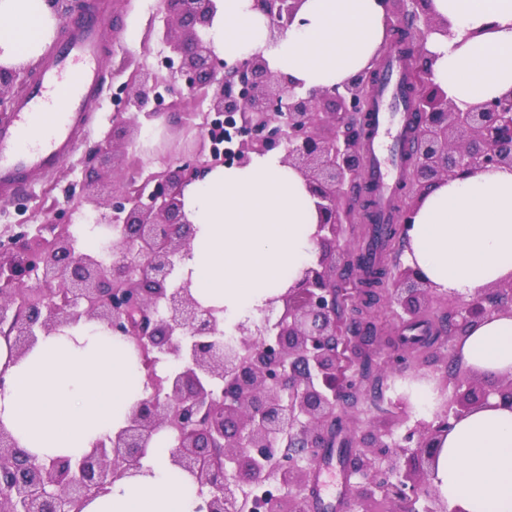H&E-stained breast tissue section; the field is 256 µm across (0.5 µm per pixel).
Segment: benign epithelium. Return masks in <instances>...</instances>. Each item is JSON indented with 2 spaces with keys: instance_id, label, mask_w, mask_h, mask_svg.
<instances>
[{
  "instance_id": "7a95c632",
  "label": "benign epithelium",
  "mask_w": 512,
  "mask_h": 512,
  "mask_svg": "<svg viewBox=\"0 0 512 512\" xmlns=\"http://www.w3.org/2000/svg\"><path fill=\"white\" fill-rule=\"evenodd\" d=\"M162 41L172 75L188 92L209 100L198 127L209 138L210 157L184 162L140 182L113 186L104 200L93 181L84 183L95 224L110 237L111 261L85 252L69 225L47 219L46 240L21 231L0 241V335L13 337L15 356L38 336L78 321L100 322L113 333L176 369L131 411L127 426L88 454L48 463L24 457L14 438L0 428V512H81L87 500L112 483L140 471L153 436L167 430L174 445L170 463L191 476L205 512H236V491L272 482L259 512H307L309 468L305 462L325 447L361 391L360 348L375 342L345 325L344 307L366 298L360 281L336 277V247L345 238L352 212L345 204L364 169L357 119L367 110L373 70L334 87L299 91L257 54L233 63L219 61L205 29L215 0H163ZM300 0H253L268 21L275 42L294 23ZM427 0H405L403 12L423 17L417 49L419 66L411 81L414 98L415 160L411 182L418 187L455 179L485 168H512V94L459 108L432 80L425 45L448 23L427 13ZM19 75L0 68V111L4 93ZM161 80L139 67L124 85L126 104L148 120L158 115ZM133 119L116 112L112 133L97 147L106 158L118 148L116 136ZM283 148L284 160L305 179L319 213V255L300 280L269 302L283 312L264 317L251 330L236 326L227 338L218 310L193 297L191 280L179 274L191 240L182 211L184 186L218 165L244 166L250 154ZM414 205L397 209L396 235L404 238ZM395 315L419 320L433 290L417 272L397 262L391 272ZM34 282L38 288L29 287ZM512 312V281L460 302L450 313L458 333L494 314ZM496 395L512 402V375L487 388L481 377L456 373L445 410L430 422L420 419L405 438L368 422L348 476L356 477L344 512H447L429 479L440 436L457 420ZM389 505V510L382 508Z\"/></svg>"
}]
</instances>
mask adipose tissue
<instances>
[{
    "label": "adipose tissue",
    "instance_id": "1",
    "mask_svg": "<svg viewBox=\"0 0 512 512\" xmlns=\"http://www.w3.org/2000/svg\"><path fill=\"white\" fill-rule=\"evenodd\" d=\"M206 30L217 54H262L303 88L340 85L371 68L386 39L381 0H302L276 44L252 0H215ZM447 20L432 35L436 84L459 107L512 93V0H429ZM60 21L47 0H0V66L39 61ZM183 210L194 237L181 263L203 306L236 325L301 277L318 254L319 215L302 175L282 154L253 155L190 182ZM404 259L437 292L472 297L512 279V170H478L433 184L418 201ZM459 366L481 376L512 373V313L469 327ZM0 427L30 457L79 458L127 424L150 393L125 341L95 321L40 336L21 357L0 337ZM167 430L154 437L143 472L117 480L82 512H198L197 488L171 465ZM430 478L448 512H512V408H479L453 421Z\"/></svg>",
    "mask_w": 512,
    "mask_h": 512
}]
</instances>
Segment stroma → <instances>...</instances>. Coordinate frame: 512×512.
<instances>
[{
  "label": "stroma",
  "instance_id": "35a3bbf8",
  "mask_svg": "<svg viewBox=\"0 0 512 512\" xmlns=\"http://www.w3.org/2000/svg\"><path fill=\"white\" fill-rule=\"evenodd\" d=\"M92 2L102 28L111 38L110 52L104 61L107 78L102 97L90 127L76 152L59 167L47 174L31 176L14 194L0 197V235L8 236L20 226L31 228L44 224L47 213H54L59 222L69 224L77 237L90 235L95 211L82 203V184L90 170H98L100 181L106 185L121 184L133 173L149 175L164 171L178 161L204 159L209 155L210 142L204 139L198 127L197 113L207 111L208 104L190 96L183 83H176L174 94L165 96L157 117L142 122L139 129L129 130L121 145L108 161L96 157L95 149L112 128L113 113L124 111L135 116V109L124 106L121 91L128 73L117 72V65L126 58L156 72L161 80L171 78L165 65L168 50L160 39L165 11L162 0H62L60 10L64 20L73 22L80 15L85 2ZM455 297L437 295L424 315L433 329L439 330L448 317ZM350 322L372 324L376 344L366 347L362 356L371 363L373 375L383 377L384 399L378 407L368 409L367 417L378 424L391 426L396 436H403L406 425L392 405L403 392L406 374L385 370L384 360L403 356L412 369L429 374L430 383L438 393L439 401L448 400L451 388L448 378L455 366L453 354L456 340L441 334L428 345L406 343L410 325L393 318L384 303L353 312Z\"/></svg>",
  "mask_w": 512,
  "mask_h": 512
}]
</instances>
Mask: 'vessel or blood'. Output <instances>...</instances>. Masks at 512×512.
Here are the masks:
<instances>
[{"instance_id": "1", "label": "vessel or blood", "mask_w": 512, "mask_h": 512, "mask_svg": "<svg viewBox=\"0 0 512 512\" xmlns=\"http://www.w3.org/2000/svg\"><path fill=\"white\" fill-rule=\"evenodd\" d=\"M104 50L97 18L64 24L58 48L17 101L11 120L0 124V194H11L29 173L54 170L74 151L97 108ZM409 62L405 51L388 58L364 119V178L373 185L369 210L378 224L393 223L396 192L410 173L411 160L403 152ZM38 124L44 132L35 140L30 131Z\"/></svg>"}]
</instances>
